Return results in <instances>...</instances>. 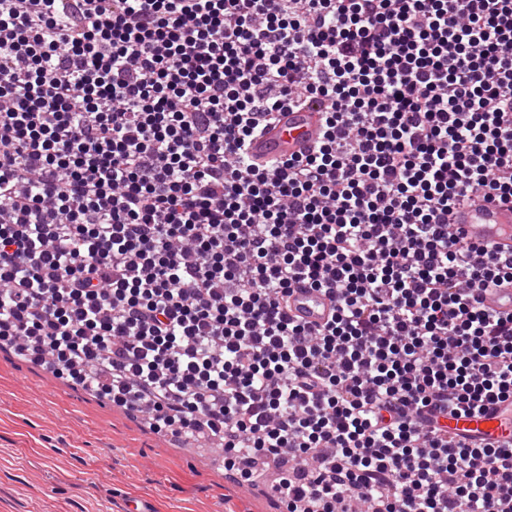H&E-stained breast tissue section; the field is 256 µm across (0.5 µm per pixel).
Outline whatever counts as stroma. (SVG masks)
<instances>
[{"instance_id": "1", "label": "stroma", "mask_w": 512, "mask_h": 512, "mask_svg": "<svg viewBox=\"0 0 512 512\" xmlns=\"http://www.w3.org/2000/svg\"><path fill=\"white\" fill-rule=\"evenodd\" d=\"M277 512L225 481L214 448H177L120 408L0 348V512Z\"/></svg>"}]
</instances>
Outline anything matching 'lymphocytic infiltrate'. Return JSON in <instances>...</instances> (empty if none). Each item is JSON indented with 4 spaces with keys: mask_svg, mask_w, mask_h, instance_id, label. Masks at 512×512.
Masks as SVG:
<instances>
[{
    "mask_svg": "<svg viewBox=\"0 0 512 512\" xmlns=\"http://www.w3.org/2000/svg\"><path fill=\"white\" fill-rule=\"evenodd\" d=\"M311 98L314 150L248 165ZM476 192L512 199V0H0V342L282 512H512V447L422 416L512 396ZM335 303L327 292L298 284L288 293V312L301 323L317 328L333 315Z\"/></svg>",
    "mask_w": 512,
    "mask_h": 512,
    "instance_id": "f902f5d3",
    "label": "lymphocytic infiltrate"
}]
</instances>
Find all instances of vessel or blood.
I'll list each match as a JSON object with an SVG mask.
<instances>
[{
  "mask_svg": "<svg viewBox=\"0 0 512 512\" xmlns=\"http://www.w3.org/2000/svg\"><path fill=\"white\" fill-rule=\"evenodd\" d=\"M327 103L309 101L300 109L278 112L276 121L252 139L247 147L249 162L265 168L275 160L307 155L319 141ZM452 222L472 242L489 244L505 254L512 253V204L476 198L454 210ZM479 299L484 310L512 315V284L483 288ZM335 303L327 292L298 284L288 294V311L301 323L317 328L333 315ZM448 435L458 441L512 446V397L486 404L479 413L440 418Z\"/></svg>",
  "mask_w": 512,
  "mask_h": 512,
  "instance_id": "obj_1",
  "label": "vessel or blood"
}]
</instances>
